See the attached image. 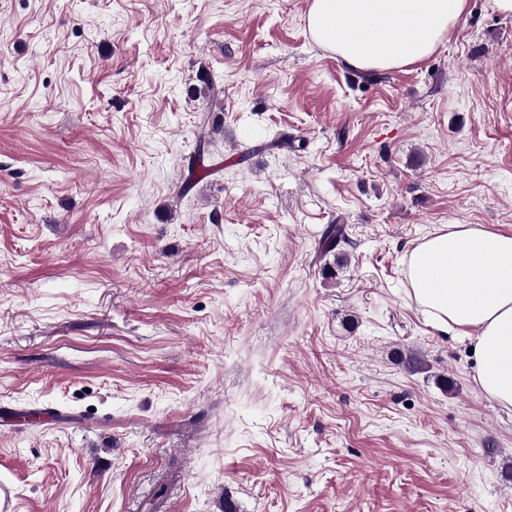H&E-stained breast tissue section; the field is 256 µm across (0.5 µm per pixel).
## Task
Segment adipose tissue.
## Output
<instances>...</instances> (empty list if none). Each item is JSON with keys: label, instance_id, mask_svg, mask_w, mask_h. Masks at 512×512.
Wrapping results in <instances>:
<instances>
[{"label": "adipose tissue", "instance_id": "ef3b65f1", "mask_svg": "<svg viewBox=\"0 0 512 512\" xmlns=\"http://www.w3.org/2000/svg\"><path fill=\"white\" fill-rule=\"evenodd\" d=\"M466 0H310L313 40L370 73L427 59L460 19ZM408 294L440 335L467 340L474 379L512 409V233L452 224L406 258Z\"/></svg>", "mask_w": 512, "mask_h": 512}]
</instances>
